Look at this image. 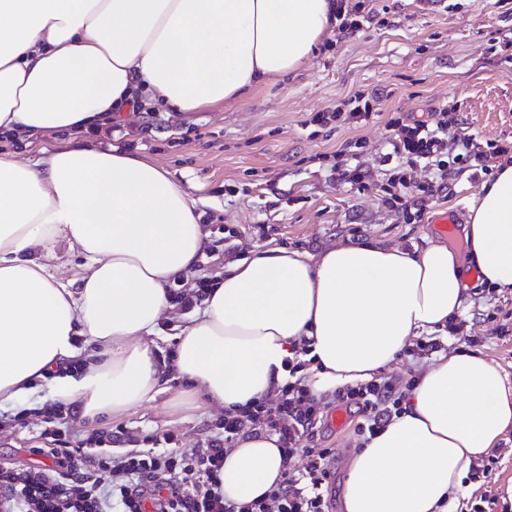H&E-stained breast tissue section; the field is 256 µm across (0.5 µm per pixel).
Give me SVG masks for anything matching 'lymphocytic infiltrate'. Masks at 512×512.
Instances as JSON below:
<instances>
[{
  "label": "lymphocytic infiltrate",
  "instance_id": "obj_1",
  "mask_svg": "<svg viewBox=\"0 0 512 512\" xmlns=\"http://www.w3.org/2000/svg\"><path fill=\"white\" fill-rule=\"evenodd\" d=\"M373 97L354 98L315 115L323 126H364L374 119ZM388 150L379 165L392 176L385 189L391 207L405 220H421L435 198L447 192L450 177L466 172L490 174L489 162L500 150L494 141L466 133L457 105L446 103L430 120L407 114L390 117ZM429 167L425 181L415 178L418 166ZM311 342L293 345L290 379L265 396L225 411L218 431L194 448L175 447L168 432L148 435V447L109 449L124 431L96 435L95 447L69 437L64 414L49 416L45 434L65 437L60 448L45 449L50 464L25 469L0 467V512H328L324 485L330 475L332 448L321 447L316 429L329 408L357 415L359 437L376 435L402 412L415 381L397 374L381 376L358 387L319 396L302 371ZM277 436L286 464L283 480L253 503L239 506L224 498L220 472L226 452L239 440L260 434Z\"/></svg>",
  "mask_w": 512,
  "mask_h": 512
}]
</instances>
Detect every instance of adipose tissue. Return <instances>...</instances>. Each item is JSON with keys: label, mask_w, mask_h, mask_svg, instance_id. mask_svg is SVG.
<instances>
[{"label": "adipose tissue", "mask_w": 512, "mask_h": 512, "mask_svg": "<svg viewBox=\"0 0 512 512\" xmlns=\"http://www.w3.org/2000/svg\"><path fill=\"white\" fill-rule=\"evenodd\" d=\"M332 0H0V136L68 134L19 162L0 152V404L43 382L95 421L151 403L165 369L152 341L195 270L206 234L197 202L165 165L74 132L128 111L209 110L310 61L333 31ZM87 261L75 279L46 264L58 241ZM463 250L339 244L313 257L264 249L228 264L176 334L173 370L223 409L279 385L291 348L311 339L315 394L356 386L462 306V265L512 293V160L483 184ZM92 349L80 354L77 338ZM81 358L79 375L64 373ZM512 428V387L475 353L431 363L405 411L366 441L343 489L345 512H448L472 465ZM276 437L238 442L220 475L246 505L283 479Z\"/></svg>", "instance_id": "ef3b65f1"}]
</instances>
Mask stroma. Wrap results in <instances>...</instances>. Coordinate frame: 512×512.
Here are the masks:
<instances>
[{"mask_svg": "<svg viewBox=\"0 0 512 512\" xmlns=\"http://www.w3.org/2000/svg\"><path fill=\"white\" fill-rule=\"evenodd\" d=\"M366 6L385 16L386 25L331 38L302 69L256 87L243 102L185 112L175 121L147 111L120 118L131 152L162 162L198 199L211 239L221 238L225 226L241 231L236 259L269 248L315 256L338 243L363 241L421 249L435 234V214L445 211L465 222L483 177L454 179L448 196L419 222H405L385 203L380 187L388 173L374 159L388 149L386 123L393 112L425 120L453 101L469 133L512 149V61L487 51L512 38V0H445L440 8L419 0H366ZM358 92L375 100L377 115L368 125L328 131L313 123L317 112ZM352 139L365 143L358 161L371 168L375 190L361 192L329 178L327 156ZM465 284L458 313L464 326L448 348L480 352L512 381V294L477 278ZM188 388L185 380L169 377L166 391L149 406L95 424L79 419L73 428L84 437L118 429L139 436L171 432L183 447L197 446L221 412L201 397L189 406L176 404ZM34 398L39 409L24 415L0 406L2 467L38 462V449L56 445L43 433L42 414L54 400L44 386ZM321 444L336 451L325 491L331 512H343L347 466L361 442L348 424L322 429ZM481 463L490 469L487 478L468 481L455 512H512L503 497L512 484V430Z\"/></svg>", "mask_w": 512, "mask_h": 512, "instance_id": "stroma-1", "label": "stroma"}]
</instances>
